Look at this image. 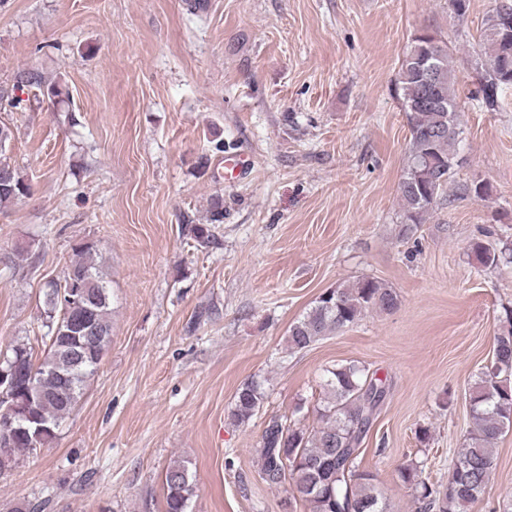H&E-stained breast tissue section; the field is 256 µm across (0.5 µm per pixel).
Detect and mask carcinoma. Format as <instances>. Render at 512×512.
<instances>
[{
    "mask_svg": "<svg viewBox=\"0 0 512 512\" xmlns=\"http://www.w3.org/2000/svg\"><path fill=\"white\" fill-rule=\"evenodd\" d=\"M512 5L503 4L488 15L481 28L474 71L480 102L488 110L499 105L498 94L512 88ZM400 110L410 128L409 148L398 183L401 205L399 236L413 237L443 194H489L480 181L456 184L453 177L460 158L462 129L455 94V67L448 43L427 29L410 39L395 79ZM28 185L19 172L0 160V204L26 194ZM221 198L213 199L209 223L195 224L193 239L209 244L212 225L223 223ZM75 259L65 269L73 291L50 284L45 294V349L34 357L32 347L17 343L6 352L11 363L34 374L32 391H18V426L28 425L32 414L44 428L39 440L15 433L0 452L15 456L51 445L62 422L83 395L107 349L112 333V294L108 273L97 262L95 246L83 242L74 249ZM470 256L482 268L512 264V251L491 241L474 240ZM399 304L398 294L382 282L363 277L319 295L305 315L288 329V350L299 352L326 336L355 324L368 311L390 312ZM498 320L491 364L476 375L469 387L473 427L463 448L448 464V482L434 486L424 477L425 464L413 461L400 469L401 480L418 492L416 512H465L483 496L496 466V444L512 429V307ZM101 336L95 343L87 335ZM326 400L320 408L321 425L307 430L286 417L274 416L264 429L258 449L261 479L270 487L290 486L292 497L309 512H386L387 505L375 475L359 470V447L386 398L385 383L363 365L349 362L327 371ZM265 397L263 381L251 379L238 389L228 419L240 426L259 411ZM166 512H186L197 485L185 462L173 461L164 477Z\"/></svg>",
    "mask_w": 512,
    "mask_h": 512,
    "instance_id": "1",
    "label": "carcinoma"
}]
</instances>
